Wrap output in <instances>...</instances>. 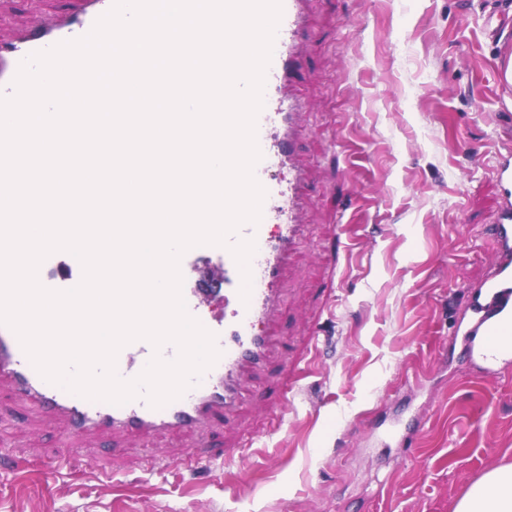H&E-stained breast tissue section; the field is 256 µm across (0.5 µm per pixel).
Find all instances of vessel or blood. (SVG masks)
Listing matches in <instances>:
<instances>
[{
  "instance_id": "vessel-or-blood-1",
  "label": "vessel or blood",
  "mask_w": 512,
  "mask_h": 512,
  "mask_svg": "<svg viewBox=\"0 0 512 512\" xmlns=\"http://www.w3.org/2000/svg\"><path fill=\"white\" fill-rule=\"evenodd\" d=\"M306 3L307 0H282V14L266 70L263 106L256 119L261 159L254 167V176L266 192L261 218L242 224L229 236L228 246H195L180 260L181 274L187 280L182 287L187 310L215 335L220 352L217 361L181 397L162 407H152L143 395L117 405L84 398L47 381L33 365L16 333L0 324V379L13 384L20 403H33L42 416L65 421L73 438L106 431L155 434L197 430L211 418L234 410L241 400L242 373L266 362L270 340L257 332L256 323L276 315V285L288 265L293 246L304 234L301 214L305 175L294 168L292 158L303 105L287 95L285 88L301 66L300 39ZM112 5L113 0H88L80 16L64 20L50 30H33L8 54H0V96L15 94L14 79L23 60L61 42L86 36ZM287 166L292 174L284 183L276 173ZM494 178L502 190V199L491 228L496 245L492 270L471 292L466 314L456 322L453 332L465 354L488 376L512 361V150L499 156ZM270 224L281 225L278 237L267 235L266 227ZM247 239L255 241L256 250L249 260L251 287L244 299L240 296L241 272L229 247ZM204 264L224 286V304L229 311L220 321L204 316L215 297L214 289L190 282L192 274ZM82 277L80 261L66 251L52 253L38 269L39 282L51 290L73 289ZM156 354L171 360L176 357L177 348L167 343L157 350L144 339L126 344L117 355L118 376L124 380L136 378Z\"/></svg>"
}]
</instances>
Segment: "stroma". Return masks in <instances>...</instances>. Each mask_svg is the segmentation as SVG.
I'll return each mask as SVG.
<instances>
[{
	"label": "stroma",
	"instance_id": "obj_1",
	"mask_svg": "<svg viewBox=\"0 0 512 512\" xmlns=\"http://www.w3.org/2000/svg\"><path fill=\"white\" fill-rule=\"evenodd\" d=\"M80 6L0 0V44ZM301 49L305 241L243 404L197 432L74 441L1 381L0 512H454L512 464V364L483 377L453 340L494 254L512 0H314ZM204 441L231 460L180 466ZM63 455L82 469L55 472Z\"/></svg>",
	"mask_w": 512,
	"mask_h": 512
}]
</instances>
